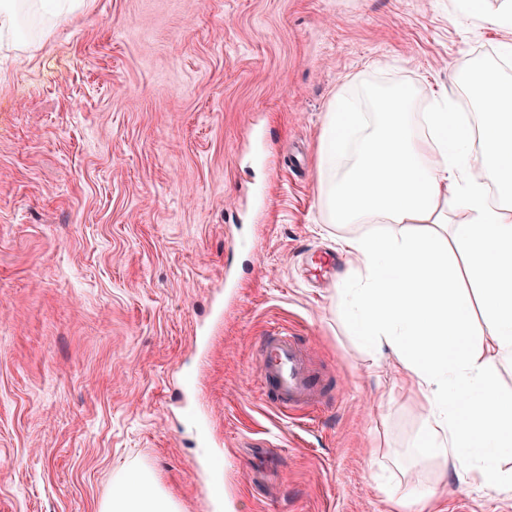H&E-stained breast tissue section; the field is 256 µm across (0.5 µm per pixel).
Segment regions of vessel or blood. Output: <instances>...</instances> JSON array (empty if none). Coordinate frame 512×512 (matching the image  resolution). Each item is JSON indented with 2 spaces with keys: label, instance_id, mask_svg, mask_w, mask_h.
Wrapping results in <instances>:
<instances>
[{
  "label": "vessel or blood",
  "instance_id": "obj_1",
  "mask_svg": "<svg viewBox=\"0 0 512 512\" xmlns=\"http://www.w3.org/2000/svg\"><path fill=\"white\" fill-rule=\"evenodd\" d=\"M255 377L261 397L283 414H314L322 407L315 372L301 337L285 328L262 336L255 360ZM196 483L208 495L211 512H223L224 491L215 482L208 457L191 462Z\"/></svg>",
  "mask_w": 512,
  "mask_h": 512
}]
</instances>
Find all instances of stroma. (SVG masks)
<instances>
[{
    "mask_svg": "<svg viewBox=\"0 0 512 512\" xmlns=\"http://www.w3.org/2000/svg\"><path fill=\"white\" fill-rule=\"evenodd\" d=\"M463 4L86 0L65 14L47 0L38 49L0 44V512H98L135 467L181 512H209L187 468L201 447L186 375L231 512H512V493L461 488L418 452L421 394L397 358L361 347L343 270L307 262L371 230L327 223L319 200L334 96L388 83L414 86L419 110L461 102L465 76L512 45V26ZM276 325L325 383L318 417L257 393ZM253 448L276 462L261 492Z\"/></svg>",
    "mask_w": 512,
    "mask_h": 512,
    "instance_id": "obj_1",
    "label": "stroma"
}]
</instances>
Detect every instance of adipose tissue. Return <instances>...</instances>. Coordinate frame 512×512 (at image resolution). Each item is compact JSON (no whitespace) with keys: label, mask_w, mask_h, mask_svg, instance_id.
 Here are the masks:
<instances>
[{"label":"adipose tissue","mask_w":512,"mask_h":512,"mask_svg":"<svg viewBox=\"0 0 512 512\" xmlns=\"http://www.w3.org/2000/svg\"><path fill=\"white\" fill-rule=\"evenodd\" d=\"M471 127L441 97L416 116L404 88L373 94L371 110L326 115L319 199L332 224H369L347 244L350 318L367 345L409 370L426 401L421 446L460 486L512 490L498 464L512 447V397L502 396L473 339L481 317L495 356L512 359V78L481 68L467 85ZM490 174L497 199L470 171ZM463 209L469 220L454 223ZM385 224L399 232L385 233ZM101 512H179L152 473L136 470Z\"/></svg>","instance_id":"ef3b65f1"}]
</instances>
